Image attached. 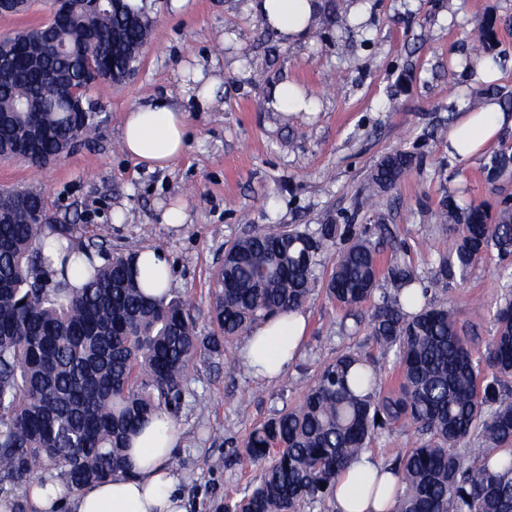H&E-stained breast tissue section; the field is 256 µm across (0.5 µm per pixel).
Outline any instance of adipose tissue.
Returning a JSON list of instances; mask_svg holds the SVG:
<instances>
[{
  "label": "adipose tissue",
  "mask_w": 512,
  "mask_h": 512,
  "mask_svg": "<svg viewBox=\"0 0 512 512\" xmlns=\"http://www.w3.org/2000/svg\"><path fill=\"white\" fill-rule=\"evenodd\" d=\"M248 7L292 44L312 34L324 11V0H249ZM220 87L215 69L201 65L182 80L185 98L204 109L216 104ZM188 122V112L167 98L134 107L124 118L122 149L148 170L166 168L186 150ZM506 126L512 127V115L495 99H487L478 109L463 111L446 134L449 157L467 160L482 154ZM137 270L148 294L158 296L170 290L172 273L164 252L140 249ZM305 329L304 312L280 314L251 332L240 355L257 377L278 379L296 359ZM178 442L173 419L167 413H159L132 438L128 474L82 487L71 500L59 484L37 480L28 487L29 499L36 512H60L66 503L73 512H187L185 498L178 489L179 478L169 465ZM394 493L392 474L365 453L337 480L333 503L336 512H388Z\"/></svg>",
  "instance_id": "ef3b65f1"
}]
</instances>
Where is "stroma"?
Wrapping results in <instances>:
<instances>
[{"label": "stroma", "mask_w": 512, "mask_h": 512, "mask_svg": "<svg viewBox=\"0 0 512 512\" xmlns=\"http://www.w3.org/2000/svg\"><path fill=\"white\" fill-rule=\"evenodd\" d=\"M154 25L134 71L124 82H98L87 94L103 120L98 137L41 169L0 158V188L43 192L60 223L83 237L110 225L108 252L128 245L162 250L173 269L172 288L191 303L203 331H212L211 283L226 245L254 226L321 224L368 227L381 261L398 259L429 274L446 253L451 233L436 214L444 196L496 211L512 205V174L490 180L489 155L467 162L449 158L444 131L475 96L494 98L512 113V0H352L349 26L317 24L305 42L286 44L247 8V0H144ZM498 20L493 59L497 82L479 84L458 67L476 58L471 34L486 13ZM352 54H345L344 45ZM218 60L224 106L189 103V142L170 167L151 171L130 159L120 143L125 113L177 93L180 73ZM289 79L321 102L319 111L286 114L268 101ZM403 150L416 165L386 192L378 211L362 208L369 175L386 155ZM182 203L184 227L162 214ZM388 232H380V225ZM331 264L317 270L304 308L308 333L298 360L277 381L235 370L242 340L220 366L198 363L176 419L180 432L175 471L188 512H224L256 476L239 465L235 450L257 425L295 405L316 371L336 353L366 345L367 330L341 331L344 313L325 294ZM512 255L481 257L468 281L432 286L454 306L460 326L484 348L496 325L501 275Z\"/></svg>", "instance_id": "1"}]
</instances>
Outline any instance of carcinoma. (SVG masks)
<instances>
[{
  "label": "carcinoma",
  "instance_id": "carcinoma-1",
  "mask_svg": "<svg viewBox=\"0 0 512 512\" xmlns=\"http://www.w3.org/2000/svg\"><path fill=\"white\" fill-rule=\"evenodd\" d=\"M123 4L97 11L74 0L70 22L55 30L66 56L39 43L11 82L0 86V155L43 168L76 140L99 130L92 114L72 111L69 98L37 85L54 67L81 89L101 59L136 62L152 27ZM497 20L473 35L475 49L494 48ZM398 151L371 174L392 188L412 169ZM512 170V151L490 158L489 171ZM439 219L455 232L430 280L464 282L474 264L496 250L512 254V210L492 216L481 205L441 202ZM42 194L0 192V497L38 472L59 471L81 488L127 473L128 436L159 411L181 407L190 367L221 360L227 343L269 317L310 301L316 270L336 251L325 291L360 324L373 301L371 350L348 347L325 364L296 406L255 427L239 461L261 470L224 512H301L331 495L336 478L396 427L420 438L389 469L397 492L389 512H512V291L494 313L496 330L484 350L472 346L448 301H425V277L410 264L381 265L369 228L320 224L313 231L262 225L233 242L213 282L212 318L220 333L203 336L186 300L152 299L133 272L130 248L103 256L102 242L85 241L73 224H53ZM68 241L53 260L45 238ZM104 264L94 265V257ZM87 260L86 283L68 278ZM396 374L386 386V365ZM381 420H376V417Z\"/></svg>",
  "mask_w": 512,
  "mask_h": 512
}]
</instances>
